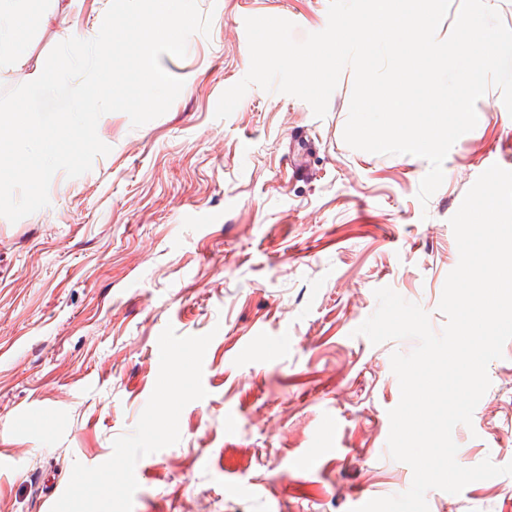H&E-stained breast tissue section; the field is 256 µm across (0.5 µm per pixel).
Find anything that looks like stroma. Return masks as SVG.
<instances>
[{
  "label": "stroma",
  "instance_id": "35a3bbf8",
  "mask_svg": "<svg viewBox=\"0 0 512 512\" xmlns=\"http://www.w3.org/2000/svg\"><path fill=\"white\" fill-rule=\"evenodd\" d=\"M197 4L209 34L160 58L184 82L169 110L138 128L103 115L109 154L79 177L57 172L47 207L0 217V440L14 451L0 512H97L71 473L101 464L112 512H352L411 486L387 439L391 355L415 342L375 345L357 329L389 287L442 330L459 260L449 220L491 165L512 171L502 92L478 100L423 205L427 160L344 142L351 69L324 118L256 85L214 117L250 65L246 18L287 19L301 40L326 27L329 0ZM109 5L76 0L44 27L50 4L32 0L17 28L42 62L94 38ZM488 376L471 426L453 431L465 467L512 462V341ZM34 405L54 419L28 420ZM426 500L429 512H512V476Z\"/></svg>",
  "mask_w": 512,
  "mask_h": 512
}]
</instances>
